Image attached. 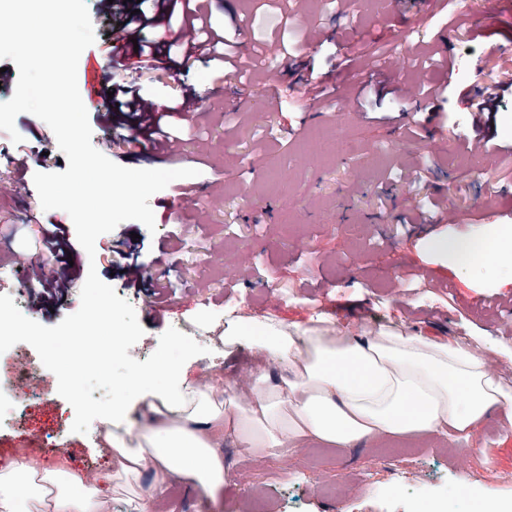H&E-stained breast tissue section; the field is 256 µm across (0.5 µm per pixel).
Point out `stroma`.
<instances>
[{
    "label": "stroma",
    "mask_w": 512,
    "mask_h": 512,
    "mask_svg": "<svg viewBox=\"0 0 512 512\" xmlns=\"http://www.w3.org/2000/svg\"><path fill=\"white\" fill-rule=\"evenodd\" d=\"M96 40L80 56L77 84L92 117L93 143L111 126L95 119L109 109L111 86L132 87L161 106L192 95L173 157L114 139L108 157L133 169L192 168V198L178 206L173 187L149 204L156 229L129 220L100 235L94 255L77 241L70 216L43 210L33 182L37 172H58L62 152L50 127L19 114L14 144L0 131V149L23 148L34 157L25 187L14 190V168L0 166V292L45 326L80 306L89 269L128 301L144 330L135 348L150 357L168 328L193 334L208 319L211 334L239 315L272 317L306 326L323 313L354 335L382 327L445 340L474 334L512 345V264H463L436 251L445 240H490L512 229V0H213L212 28L227 39L250 41L264 66L243 80L203 59L184 58L169 43L167 26L145 29L143 40L159 54L123 49L112 67L110 20L98 0H86ZM397 61L394 71L382 57ZM454 76H447V67ZM442 94L413 98L420 86ZM318 87L333 89L318 99ZM497 89L488 125L471 122L483 88ZM439 115L424 122L430 106ZM493 139L485 155L466 142ZM423 180L410 184L409 170ZM448 198L453 220L423 215L425 198ZM42 224L65 229L79 268L62 298L39 303L36 276L48 257L34 246ZM139 234V257L148 274L167 287L162 307L130 287L118 241ZM28 268L18 272V257ZM35 356L26 343L0 354V386L17 416L0 427V461L15 463L26 447L30 461L45 458L48 443L65 445L70 459L100 463L96 484L111 468L100 443L101 422L72 432L73 407L57 390L30 394L14 376L18 354ZM475 452L444 435L381 438L355 450L305 441L259 458L225 440L230 463L224 491L211 498L183 482L156 492L140 481L154 512H468L450 489L469 487L476 500L512 507V429L491 416L474 439Z\"/></svg>",
    "instance_id": "1"
}]
</instances>
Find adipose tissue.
<instances>
[{
	"label": "adipose tissue",
	"instance_id": "ef3b65f1",
	"mask_svg": "<svg viewBox=\"0 0 512 512\" xmlns=\"http://www.w3.org/2000/svg\"><path fill=\"white\" fill-rule=\"evenodd\" d=\"M245 340L263 361L282 368L277 380L253 372L246 402L235 400V380L220 387L192 382L180 363L161 382L135 371L124 383L144 422L132 424L124 405H116L103 418L101 439L119 464L108 476L111 486L135 512H153L140 491L147 470L154 485L176 478L219 494L228 438L256 457L306 439L356 449L381 435L413 433H450L468 448L492 414L512 424V381L494 371L483 350L458 338L391 327L356 336L320 316L300 332L240 316L224 332L225 357ZM103 500L97 485L75 473L24 462L0 470V512H101Z\"/></svg>",
	"mask_w": 512,
	"mask_h": 512
}]
</instances>
